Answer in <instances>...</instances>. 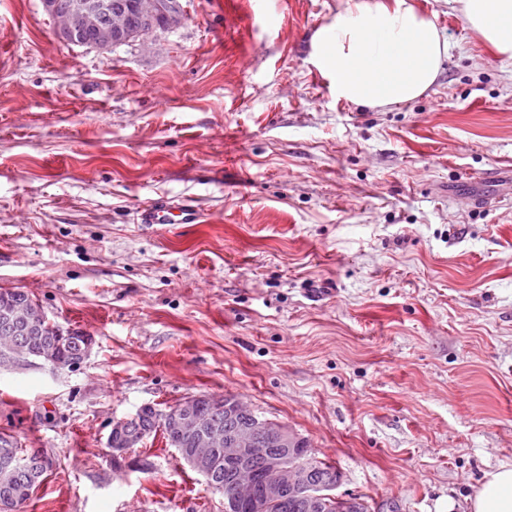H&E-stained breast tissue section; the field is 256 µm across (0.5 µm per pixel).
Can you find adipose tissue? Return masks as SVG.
<instances>
[{"label": "adipose tissue", "instance_id": "ef3b65f1", "mask_svg": "<svg viewBox=\"0 0 512 512\" xmlns=\"http://www.w3.org/2000/svg\"><path fill=\"white\" fill-rule=\"evenodd\" d=\"M466 25L512 56V0H457ZM448 42L409 0H346L317 32L313 61L350 103L383 108L410 102L437 80ZM469 512H512V465L488 472Z\"/></svg>", "mask_w": 512, "mask_h": 512}]
</instances>
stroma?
I'll return each instance as SVG.
<instances>
[{"label": "stroma", "instance_id": "1", "mask_svg": "<svg viewBox=\"0 0 512 512\" xmlns=\"http://www.w3.org/2000/svg\"><path fill=\"white\" fill-rule=\"evenodd\" d=\"M252 2L87 49L0 0V289L94 339L0 365V435L54 461L26 512H224L162 436L108 444L201 395L306 437L370 512H468L512 463V58L412 0L441 73L361 107L311 62L341 0ZM162 198L202 222L136 223Z\"/></svg>", "mask_w": 512, "mask_h": 512}]
</instances>
